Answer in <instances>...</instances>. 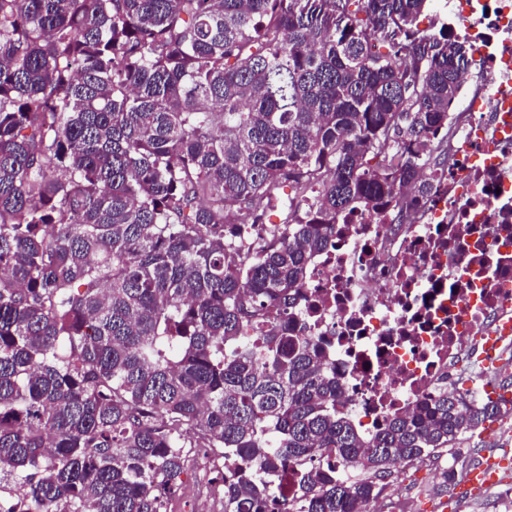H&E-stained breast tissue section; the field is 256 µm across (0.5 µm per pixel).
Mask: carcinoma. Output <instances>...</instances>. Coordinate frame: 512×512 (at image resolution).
Masks as SVG:
<instances>
[{"label":"carcinoma","mask_w":512,"mask_h":512,"mask_svg":"<svg viewBox=\"0 0 512 512\" xmlns=\"http://www.w3.org/2000/svg\"><path fill=\"white\" fill-rule=\"evenodd\" d=\"M426 2L0 0V512H163L186 448L224 512H366L500 415L440 393L366 436L296 330L335 224L415 221L448 165L470 45Z\"/></svg>","instance_id":"obj_1"}]
</instances>
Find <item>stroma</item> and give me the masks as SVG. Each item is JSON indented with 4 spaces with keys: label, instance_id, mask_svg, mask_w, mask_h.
Returning <instances> with one entry per match:
<instances>
[{
    "label": "stroma",
    "instance_id": "obj_1",
    "mask_svg": "<svg viewBox=\"0 0 512 512\" xmlns=\"http://www.w3.org/2000/svg\"><path fill=\"white\" fill-rule=\"evenodd\" d=\"M512 440V411L501 414L485 429L467 437L460 445L434 457L405 462L397 466L387 479L381 496L374 501V512H487V501L500 502V512H512V502L501 499L499 489H485L483 496L470 494L461 479L484 457L499 455L506 441ZM200 460L186 456V472L182 486L165 501V512H224L222 459L211 462L203 480H196ZM455 470L457 482L447 485L441 478L445 468Z\"/></svg>",
    "mask_w": 512,
    "mask_h": 512
}]
</instances>
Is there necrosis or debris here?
Segmentation results:
<instances>
[{
	"mask_svg": "<svg viewBox=\"0 0 512 512\" xmlns=\"http://www.w3.org/2000/svg\"><path fill=\"white\" fill-rule=\"evenodd\" d=\"M448 15L470 22L486 83L466 109L489 120L458 126L417 223L348 216L302 290L299 326L368 435L466 372L477 397L496 399L488 376L512 359V0H451Z\"/></svg>",
	"mask_w": 512,
	"mask_h": 512,
	"instance_id": "4bbe7bcc",
	"label": "necrosis or debris"
}]
</instances>
